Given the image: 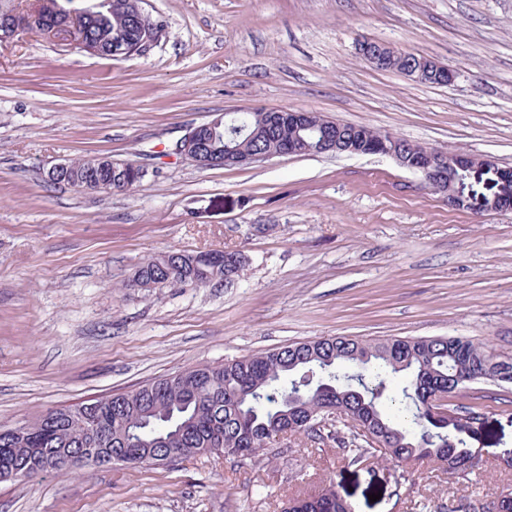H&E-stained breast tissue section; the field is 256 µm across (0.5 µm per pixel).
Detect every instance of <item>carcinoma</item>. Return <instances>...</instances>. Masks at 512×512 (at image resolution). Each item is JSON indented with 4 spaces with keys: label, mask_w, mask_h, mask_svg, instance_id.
<instances>
[{
    "label": "carcinoma",
    "mask_w": 512,
    "mask_h": 512,
    "mask_svg": "<svg viewBox=\"0 0 512 512\" xmlns=\"http://www.w3.org/2000/svg\"><path fill=\"white\" fill-rule=\"evenodd\" d=\"M142 0H39L30 12L37 26L84 15L83 40L110 56L111 44L132 45L141 38L134 17ZM341 133L373 146L388 133L343 123ZM298 131L270 123L261 112H240L235 122L221 121L208 137V148L230 142L244 151L280 150ZM104 174L73 164L82 183ZM237 252H168L138 267L140 286L174 288L230 283L244 271ZM496 359L489 345L455 336L353 339L323 336L261 353L197 364L136 389L115 393L100 404L56 411L51 420L36 419L22 440L0 428V473L15 470L19 481L78 466L70 457L86 456L83 465L103 466L102 459L122 452L138 466L173 465L200 455L254 457L276 442L278 432L313 434L326 425L331 408L355 429L336 440L351 465L370 458L411 468L433 463L450 476L471 473L482 461L479 448L466 439L468 422L452 409L427 406L431 389L443 386L451 396L457 378L488 380ZM289 512H352L335 489L293 500Z\"/></svg>",
    "instance_id": "carcinoma-1"
}]
</instances>
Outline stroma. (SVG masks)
<instances>
[{
    "mask_svg": "<svg viewBox=\"0 0 512 512\" xmlns=\"http://www.w3.org/2000/svg\"><path fill=\"white\" fill-rule=\"evenodd\" d=\"M150 51L109 59L23 33L0 43V426L202 363L321 336H459L512 358V211L449 206L387 156H282L203 169L187 127L304 109L512 167V0H144ZM368 37L447 64L446 85L361 60ZM109 155L127 192L43 175ZM237 251L231 287H129L146 259ZM482 468L350 465L293 436L249 458L83 467L0 482V512H281L333 478L353 512H448L512 490V384H467Z\"/></svg>",
    "mask_w": 512,
    "mask_h": 512,
    "instance_id": "stroma-1",
    "label": "stroma"
}]
</instances>
